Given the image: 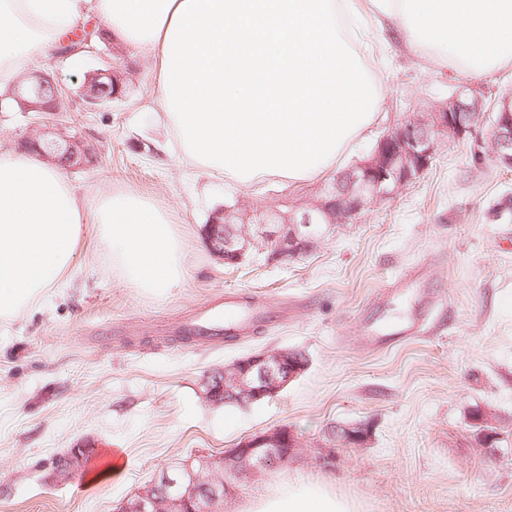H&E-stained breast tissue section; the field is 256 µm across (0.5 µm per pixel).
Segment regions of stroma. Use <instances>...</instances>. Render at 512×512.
I'll use <instances>...</instances> for the list:
<instances>
[{"instance_id":"obj_1","label":"stroma","mask_w":512,"mask_h":512,"mask_svg":"<svg viewBox=\"0 0 512 512\" xmlns=\"http://www.w3.org/2000/svg\"><path fill=\"white\" fill-rule=\"evenodd\" d=\"M385 54L379 116L345 167L458 88L488 105L512 91V67L472 81L409 54L394 37ZM110 62L123 69L124 96L96 108L74 100L63 121L97 160L66 176L92 200L133 191L167 208L185 241L186 280L162 296L122 284L88 224L66 287L45 306L0 319V512H115L162 471L283 425L298 434L300 452L241 478L224 512H248L292 478L331 484L359 512H512V170L472 163L475 146L493 150L486 128L443 137L416 182L338 225L301 259L278 265L257 254L229 267L202 235L216 208L305 207L336 171L302 184L234 185L164 151L170 133L153 103L150 59L95 41L37 67L73 93ZM51 121L0 112V148L18 147ZM421 261L432 263L429 277L376 300ZM431 295L446 303L433 332L370 348L367 333L396 335ZM250 299L273 308L287 301V316L232 340H180V325L201 309ZM280 348L302 352L308 367L276 397L242 406L203 400L209 374ZM480 414L499 436L494 445L477 438ZM356 424L369 430L364 445L331 444L332 426ZM81 444L119 449L121 473L96 480L89 465L53 484L55 459Z\"/></svg>"}]
</instances>
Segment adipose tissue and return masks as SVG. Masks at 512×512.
Wrapping results in <instances>:
<instances>
[{
	"label": "adipose tissue",
	"mask_w": 512,
	"mask_h": 512,
	"mask_svg": "<svg viewBox=\"0 0 512 512\" xmlns=\"http://www.w3.org/2000/svg\"><path fill=\"white\" fill-rule=\"evenodd\" d=\"M126 52L151 58L167 152L250 186L333 167L376 118L383 34L473 80L512 66V0H0V96L87 15ZM95 224L123 284L184 282L167 210L128 192L87 206L61 168L0 150V318L64 287L82 227ZM250 512H357L325 483L290 479Z\"/></svg>",
	"instance_id": "1"
}]
</instances>
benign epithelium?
Segmentation results:
<instances>
[{
    "instance_id": "obj_1",
    "label": "benign epithelium",
    "mask_w": 512,
    "mask_h": 512,
    "mask_svg": "<svg viewBox=\"0 0 512 512\" xmlns=\"http://www.w3.org/2000/svg\"><path fill=\"white\" fill-rule=\"evenodd\" d=\"M123 81L122 72L110 64L87 73L78 95L89 105H104L121 96L115 86ZM46 84L55 81L42 71L19 80L12 97L21 111L46 109L56 115L68 111L69 98L59 87L46 108L22 94L25 87ZM486 122L494 145L493 162L512 169V96L507 94L487 108L482 100L460 94L388 131L367 159L325 187L316 201L301 210L285 203L281 209L255 215L250 222L237 207L216 210L204 229L209 249L231 266L246 263L256 251L267 254L269 262L294 261L316 248L336 225L351 221L370 204L389 199L416 181L431 165L441 137L471 135ZM41 140L50 146H64L56 156L48 150L41 152L47 162L58 160L81 168L92 158L89 144L58 125L38 128L25 143L35 145ZM306 368L307 361L295 350H263L208 377L202 397L212 405L229 399L242 404L261 402L278 395ZM338 432L352 445L360 446L367 438L362 426H341ZM299 447L298 435L286 425L251 435L218 459L201 455L178 469L162 472L123 501L117 512H214L217 503L232 493L234 481L288 460ZM93 453L92 448L69 449L54 463L53 481L73 478Z\"/></svg>"
}]
</instances>
